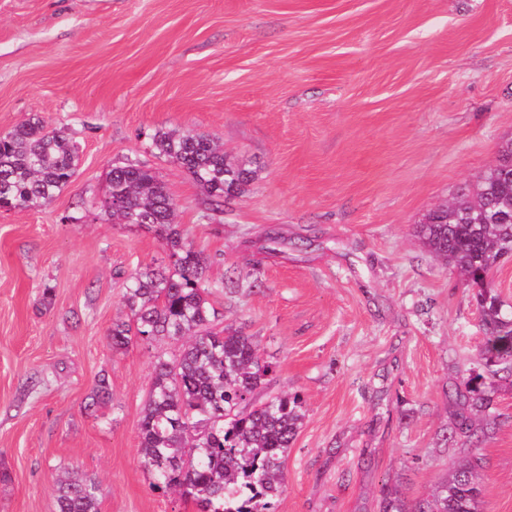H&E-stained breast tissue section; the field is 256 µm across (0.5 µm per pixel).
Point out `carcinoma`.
<instances>
[{
  "label": "carcinoma",
  "mask_w": 512,
  "mask_h": 512,
  "mask_svg": "<svg viewBox=\"0 0 512 512\" xmlns=\"http://www.w3.org/2000/svg\"><path fill=\"white\" fill-rule=\"evenodd\" d=\"M151 147L190 174L206 192V204L221 210L224 198L242 192L256 171L235 162L209 136L157 130ZM79 155L60 131L39 119L0 135V209L50 203L70 182ZM104 212L122 224L144 227L160 239L171 265L140 267L124 281L126 320L112 323V348L132 339L181 344L171 357L157 351L153 383L140 421V462L151 487L174 490L199 512H266V500L285 491L284 469L304 423L300 398L274 396L251 403L268 384L274 366L260 360L253 338L226 327L215 330L208 260L175 223L176 205L164 183L137 161L112 167ZM428 251L456 269L473 290L484 336L471 371L448 395L450 420L443 444L467 449L447 476L409 502L383 489L380 512H481V457L467 448L483 421L495 429L491 392L498 381L512 385V310L494 287L502 260L512 256V169L488 167L460 189L448 208L416 226ZM59 512H98L99 486L92 480H60Z\"/></svg>",
  "instance_id": "cac0c4a2"
}]
</instances>
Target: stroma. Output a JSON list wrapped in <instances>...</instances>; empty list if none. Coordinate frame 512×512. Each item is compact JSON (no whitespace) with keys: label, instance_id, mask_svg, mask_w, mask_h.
Returning a JSON list of instances; mask_svg holds the SVG:
<instances>
[{"label":"stroma","instance_id":"1","mask_svg":"<svg viewBox=\"0 0 512 512\" xmlns=\"http://www.w3.org/2000/svg\"><path fill=\"white\" fill-rule=\"evenodd\" d=\"M38 118L80 155L46 205L0 210V512H58L62 470L99 512H197L153 490L139 424L166 341L113 350L126 275L161 241L83 203L133 160L235 293L211 300L299 396L305 420L270 512H379L461 457L441 444L448 386L483 332L459 275L415 235L512 138V0H0V134ZM193 130L256 169L206 209L151 147ZM112 391L91 406L99 378ZM480 437L483 512H512V387Z\"/></svg>","mask_w":512,"mask_h":512}]
</instances>
